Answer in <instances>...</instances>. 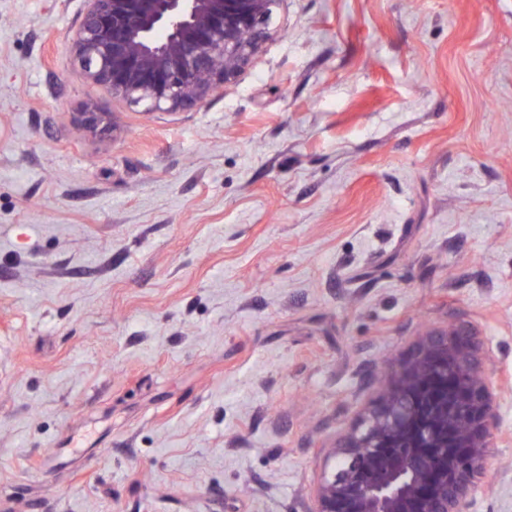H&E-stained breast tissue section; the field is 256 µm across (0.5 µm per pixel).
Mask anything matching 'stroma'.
Returning a JSON list of instances; mask_svg holds the SVG:
<instances>
[{
    "instance_id": "obj_1",
    "label": "stroma",
    "mask_w": 512,
    "mask_h": 512,
    "mask_svg": "<svg viewBox=\"0 0 512 512\" xmlns=\"http://www.w3.org/2000/svg\"><path fill=\"white\" fill-rule=\"evenodd\" d=\"M84 9L0 0V512H312L421 328L512 382V0H282L158 112L76 75ZM496 415L469 512H512ZM75 123L89 132H104L110 129L107 113L98 112L97 109L87 107L74 118Z\"/></svg>"
}]
</instances>
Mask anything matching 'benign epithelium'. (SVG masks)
<instances>
[{
    "instance_id": "1",
    "label": "benign epithelium",
    "mask_w": 512,
    "mask_h": 512,
    "mask_svg": "<svg viewBox=\"0 0 512 512\" xmlns=\"http://www.w3.org/2000/svg\"><path fill=\"white\" fill-rule=\"evenodd\" d=\"M280 2L85 0L72 38L76 74L114 102L193 107L249 66ZM74 121L110 129L92 107ZM473 336L460 323L426 330L396 367L376 372L378 396L332 448L312 512H468L498 433L496 399L508 392L487 377Z\"/></svg>"
}]
</instances>
